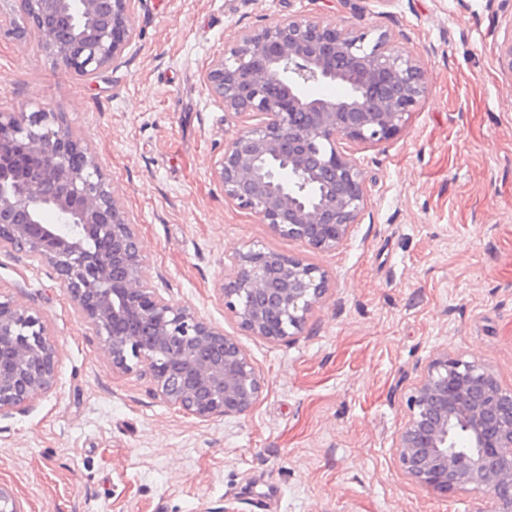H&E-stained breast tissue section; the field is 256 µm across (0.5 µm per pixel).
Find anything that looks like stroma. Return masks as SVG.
Masks as SVG:
<instances>
[{
	"instance_id": "1",
	"label": "stroma",
	"mask_w": 512,
	"mask_h": 512,
	"mask_svg": "<svg viewBox=\"0 0 512 512\" xmlns=\"http://www.w3.org/2000/svg\"><path fill=\"white\" fill-rule=\"evenodd\" d=\"M292 15L387 31L428 92L402 130L353 148L368 206L333 250L274 236L229 203L215 161L241 125L203 74L236 36ZM134 35L90 81L35 38L0 37V111L63 113L138 225L174 301L223 327L265 381L248 415L206 421L148 375L117 373L46 263L0 251V300L58 346L53 389L0 417V486L25 512H474L400 469L406 399L439 352L512 386V0H135ZM251 249L298 255L330 288L297 339L270 344L219 286Z\"/></svg>"
}]
</instances>
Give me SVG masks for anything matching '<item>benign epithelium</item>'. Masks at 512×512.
Here are the masks:
<instances>
[{"label": "benign epithelium", "instance_id": "obj_1", "mask_svg": "<svg viewBox=\"0 0 512 512\" xmlns=\"http://www.w3.org/2000/svg\"><path fill=\"white\" fill-rule=\"evenodd\" d=\"M56 63L86 79L115 61L134 34V0H10ZM368 34L321 17L280 18L237 35L203 82L232 118L258 121L224 144L213 175L224 197L278 237L330 250L367 207L365 175L341 149L393 138L425 98L424 71L387 31ZM342 81L343 98L315 87ZM0 249L51 265L81 316L102 336L118 373L142 371L168 403L201 420L239 417L257 403L264 378L238 341L191 307L163 296L142 258L136 225L106 182L89 144L58 112L0 111ZM69 224L72 230L60 228ZM219 288L245 332L270 343L302 333L328 279L298 255L249 250L232 257ZM0 416L48 392L58 349L39 317L0 301ZM396 444L401 470L419 486L487 496L477 512H512V387L478 361L439 353L406 400ZM462 431L468 447L453 444ZM0 512H24L0 486Z\"/></svg>", "mask_w": 512, "mask_h": 512}]
</instances>
